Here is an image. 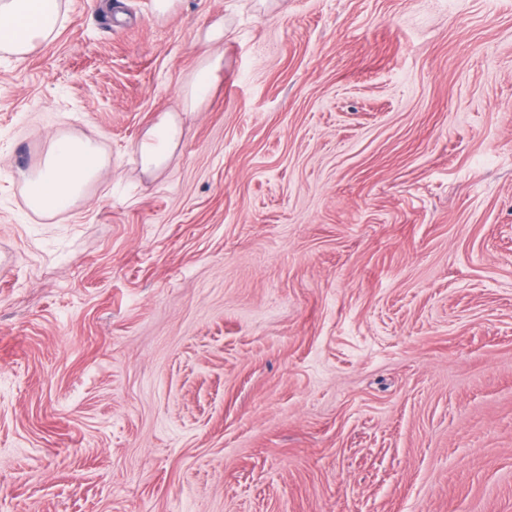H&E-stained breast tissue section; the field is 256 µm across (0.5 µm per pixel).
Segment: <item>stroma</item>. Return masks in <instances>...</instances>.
<instances>
[{"instance_id": "obj_1", "label": "stroma", "mask_w": 512, "mask_h": 512, "mask_svg": "<svg viewBox=\"0 0 512 512\" xmlns=\"http://www.w3.org/2000/svg\"><path fill=\"white\" fill-rule=\"evenodd\" d=\"M64 2L0 61V512H512V0ZM222 56L212 55L208 50L193 77L183 87V105L190 112L200 109L206 102L215 73L221 69ZM182 120L174 113H163L138 139L132 160L147 174L156 173L171 161L182 139ZM106 168V159L92 139L56 136L39 167L26 179L25 207L46 216L65 212L104 176Z\"/></svg>"}]
</instances>
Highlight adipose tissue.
<instances>
[{
  "label": "adipose tissue",
  "mask_w": 512,
  "mask_h": 512,
  "mask_svg": "<svg viewBox=\"0 0 512 512\" xmlns=\"http://www.w3.org/2000/svg\"><path fill=\"white\" fill-rule=\"evenodd\" d=\"M64 20L62 0H0V57L24 60L53 39ZM221 66V56L205 54L182 90L185 109L193 112L205 104ZM181 139V119L163 113L138 139L132 159L144 173H156L169 164ZM106 168V159L92 139L56 136L26 180L24 204L29 211L46 216L65 212L85 196L91 183L104 176Z\"/></svg>",
  "instance_id": "1"
}]
</instances>
